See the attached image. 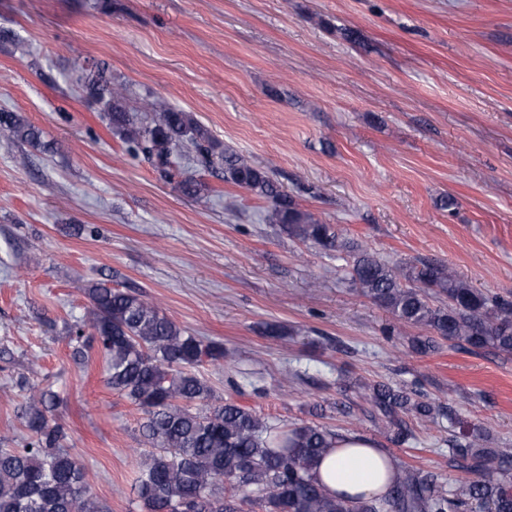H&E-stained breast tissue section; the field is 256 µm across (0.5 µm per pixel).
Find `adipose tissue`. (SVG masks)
<instances>
[{"label": "adipose tissue", "mask_w": 512, "mask_h": 512, "mask_svg": "<svg viewBox=\"0 0 512 512\" xmlns=\"http://www.w3.org/2000/svg\"><path fill=\"white\" fill-rule=\"evenodd\" d=\"M397 473L394 459L383 448L356 435L337 439L314 469L327 493L354 502L383 494Z\"/></svg>", "instance_id": "obj_1"}]
</instances>
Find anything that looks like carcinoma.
Listing matches in <instances>:
<instances>
[{
    "instance_id": "cac0c4a2",
    "label": "carcinoma",
    "mask_w": 512,
    "mask_h": 512,
    "mask_svg": "<svg viewBox=\"0 0 512 512\" xmlns=\"http://www.w3.org/2000/svg\"><path fill=\"white\" fill-rule=\"evenodd\" d=\"M80 81L106 113L109 128L127 146L160 168L183 156L200 171L223 172L230 182L270 202L265 220L325 250L346 247L336 229L300 209L269 172L229 147H220L188 112L145 101L143 115L125 109L128 89L93 65ZM0 133L35 149L49 148L42 132L17 112H0ZM177 188L198 203L209 189L194 173H182ZM351 281L400 322L420 326L429 336L415 349L436 348L434 337L457 340L473 350L512 354V302L490 297L441 262L391 267L366 249L351 247ZM87 306L73 324L74 358L93 352L105 362L107 384L144 415L142 434L152 451L141 462L135 490L143 512H512V448H484V431L471 440H448L449 451L470 462L473 477L445 493L437 477L405 470L384 495L352 503L331 496L312 471L339 437L322 425H271L231 400L214 395L198 376L206 364L224 360V347L195 336L162 314L142 295L105 281L84 288ZM445 298L434 306L430 297ZM30 437L19 448H0V512H102L90 495L84 466L68 448V429L48 415L55 400L45 387L23 379ZM372 416L403 445L413 432L405 416L431 417L435 407L414 391L386 383L366 387Z\"/></svg>"
}]
</instances>
